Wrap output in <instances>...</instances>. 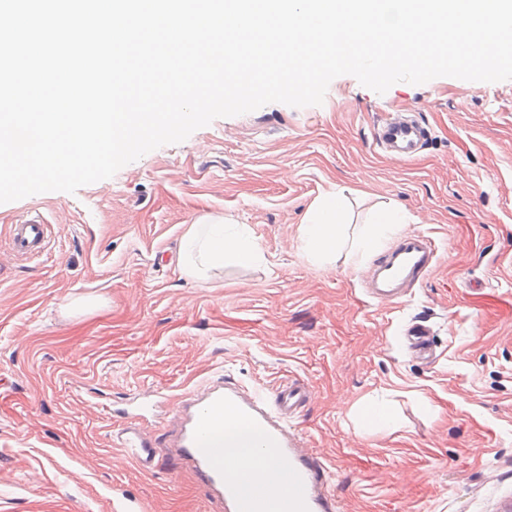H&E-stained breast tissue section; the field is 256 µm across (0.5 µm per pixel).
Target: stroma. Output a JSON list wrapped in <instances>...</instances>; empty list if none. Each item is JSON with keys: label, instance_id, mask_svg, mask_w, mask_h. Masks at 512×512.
<instances>
[{"label": "stroma", "instance_id": "obj_1", "mask_svg": "<svg viewBox=\"0 0 512 512\" xmlns=\"http://www.w3.org/2000/svg\"><path fill=\"white\" fill-rule=\"evenodd\" d=\"M392 111L431 131L414 161L373 139ZM342 187L348 236L393 201L401 232L437 246L401 303L364 291L380 253L306 252L307 207ZM25 210L52 234L18 261L5 244ZM208 212L248 232L259 259L187 277L180 239ZM416 324L434 336L427 364L404 345ZM221 375L268 398L299 382L294 425L335 512L512 507V80L380 95L342 75L321 105L218 118L75 193L0 204V512H213L183 463L142 472L108 434L134 395L164 392L173 413ZM372 403L390 426L362 427Z\"/></svg>", "mask_w": 512, "mask_h": 512}]
</instances>
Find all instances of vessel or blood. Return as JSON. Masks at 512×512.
Instances as JSON below:
<instances>
[{"instance_id":"vessel-or-blood-1","label":"vessel or blood","mask_w":512,"mask_h":512,"mask_svg":"<svg viewBox=\"0 0 512 512\" xmlns=\"http://www.w3.org/2000/svg\"><path fill=\"white\" fill-rule=\"evenodd\" d=\"M427 135L418 120L400 116L375 128L378 146L401 162L415 158ZM49 235L50 226L43 219L23 216L10 228L8 249L20 260L39 257ZM436 263L434 242L419 232H407L372 269L367 294L377 301L400 302ZM405 335L417 359L432 356L433 338L426 331L411 326ZM303 400L301 389L289 383L278 388L270 403L224 379L210 380L180 410L181 428L171 452L191 464L221 512H327L326 469L318 458L297 448L291 431L290 420ZM226 417L257 426L261 432L246 460L234 466L226 465L224 435L216 430ZM110 443L143 471H153L161 462L160 448L137 422L127 421L112 430Z\"/></svg>"}]
</instances>
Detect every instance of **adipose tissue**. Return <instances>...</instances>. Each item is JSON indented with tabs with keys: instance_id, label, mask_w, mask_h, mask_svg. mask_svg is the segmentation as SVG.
<instances>
[{
	"instance_id": "obj_1",
	"label": "adipose tissue",
	"mask_w": 512,
	"mask_h": 512,
	"mask_svg": "<svg viewBox=\"0 0 512 512\" xmlns=\"http://www.w3.org/2000/svg\"><path fill=\"white\" fill-rule=\"evenodd\" d=\"M342 193L331 191L318 197L300 224V238L314 260L332 257L343 244ZM399 209L388 203L377 208L366 231L354 241L349 252L359 259L381 249L400 228ZM257 256V245L251 235L225 230V218L207 213L192 224L182 239L180 265L192 278L205 277L208 271L223 267L226 261L244 265Z\"/></svg>"
}]
</instances>
